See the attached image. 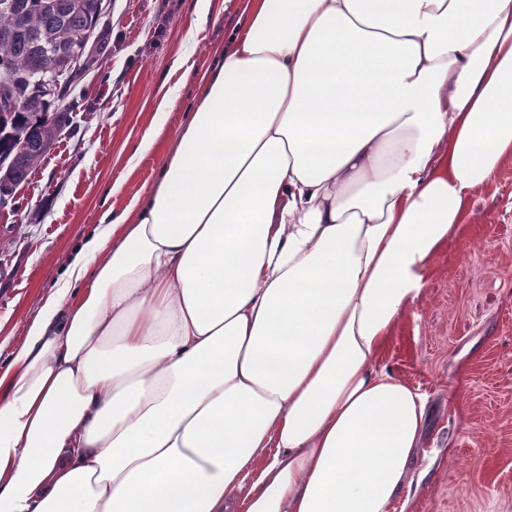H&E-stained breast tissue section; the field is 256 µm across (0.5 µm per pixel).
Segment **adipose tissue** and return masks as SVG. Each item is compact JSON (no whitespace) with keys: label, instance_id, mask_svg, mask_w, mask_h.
Instances as JSON below:
<instances>
[{"label":"adipose tissue","instance_id":"obj_1","mask_svg":"<svg viewBox=\"0 0 512 512\" xmlns=\"http://www.w3.org/2000/svg\"><path fill=\"white\" fill-rule=\"evenodd\" d=\"M0 376V512H390L380 360L512 158V0H247Z\"/></svg>","mask_w":512,"mask_h":512}]
</instances>
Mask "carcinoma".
I'll use <instances>...</instances> for the list:
<instances>
[{"label": "carcinoma", "instance_id": "obj_1", "mask_svg": "<svg viewBox=\"0 0 512 512\" xmlns=\"http://www.w3.org/2000/svg\"><path fill=\"white\" fill-rule=\"evenodd\" d=\"M90 28L99 31L93 52L99 67L111 51V28L98 13L97 0H0V156L9 158L6 176L18 188L69 122L53 115L52 102L40 95L6 105L4 84L20 85L38 69L69 70L71 52Z\"/></svg>", "mask_w": 512, "mask_h": 512}]
</instances>
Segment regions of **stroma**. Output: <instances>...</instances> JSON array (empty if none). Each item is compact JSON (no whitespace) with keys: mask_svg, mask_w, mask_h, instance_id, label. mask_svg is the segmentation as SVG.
Wrapping results in <instances>:
<instances>
[{"mask_svg":"<svg viewBox=\"0 0 512 512\" xmlns=\"http://www.w3.org/2000/svg\"><path fill=\"white\" fill-rule=\"evenodd\" d=\"M112 53L75 95L74 125L0 210V375L12 367L42 305L54 297L76 248L104 212L154 181L217 64L244 25L246 0H107ZM189 70H173L177 57ZM178 104L157 117L166 89ZM159 137L136 168L141 138ZM120 195H109L114 182ZM383 363L428 401L413 479L390 512H512V159L468 206L460 236L432 261L422 292Z\"/></svg>","mask_w":512,"mask_h":512,"instance_id":"1","label":"stroma"}]
</instances>
